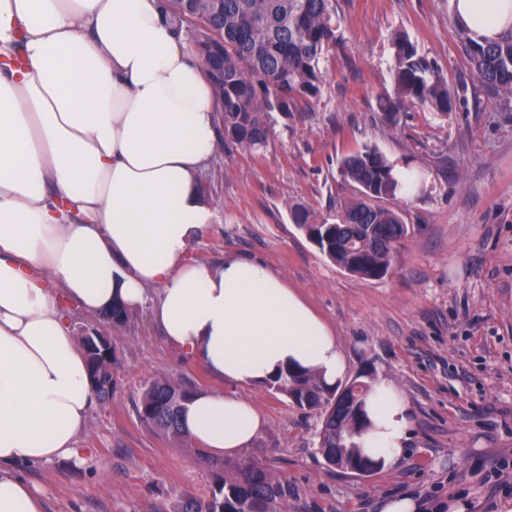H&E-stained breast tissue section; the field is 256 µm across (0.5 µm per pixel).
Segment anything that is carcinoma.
<instances>
[{
    "label": "carcinoma",
    "instance_id": "carcinoma-1",
    "mask_svg": "<svg viewBox=\"0 0 512 512\" xmlns=\"http://www.w3.org/2000/svg\"><path fill=\"white\" fill-rule=\"evenodd\" d=\"M178 30L211 61L213 86L224 146L258 151L272 135L274 114L294 117L299 104L319 94L320 61L336 44L333 0H162ZM462 44L480 82L490 91L512 95V29L479 41L459 28ZM393 93L383 99V119L393 124L407 108L452 111L466 92L450 90L447 78L418 55L406 36L395 34ZM341 175L356 184L337 223H311L295 213L298 227L337 266L360 278H381L392 265L399 241L407 235L400 213L384 205L401 196L395 165L376 147L366 146L341 161ZM114 354L100 362L102 378L93 392L112 401ZM272 388L300 409L317 410L321 428L317 451L329 463L337 458L368 463L354 443L365 426V396L370 384L360 374L330 386L316 375L286 370ZM194 394L191 388L158 379L136 403L146 424L168 436L184 438L179 417ZM288 482L268 469L245 462L239 475L217 481L211 495L187 500L177 512H280L288 501Z\"/></svg>",
    "mask_w": 512,
    "mask_h": 512
}]
</instances>
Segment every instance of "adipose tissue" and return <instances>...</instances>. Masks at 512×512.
Instances as JSON below:
<instances>
[{
    "label": "adipose tissue",
    "mask_w": 512,
    "mask_h": 512,
    "mask_svg": "<svg viewBox=\"0 0 512 512\" xmlns=\"http://www.w3.org/2000/svg\"><path fill=\"white\" fill-rule=\"evenodd\" d=\"M490 39L512 0H451ZM217 150L205 67L160 0H0V512H42L19 463L72 458L95 401L78 315L149 306L165 340L223 379L182 426L214 456L267 425L234 394L292 369L333 385L346 360L327 323L262 263L189 255L211 229L201 175ZM363 453L397 464L410 404L382 377Z\"/></svg>",
    "instance_id": "1"
}]
</instances>
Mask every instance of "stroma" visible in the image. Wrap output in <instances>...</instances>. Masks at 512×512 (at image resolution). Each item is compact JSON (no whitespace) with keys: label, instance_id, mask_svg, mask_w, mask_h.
<instances>
[{"label":"stroma","instance_id":"obj_1","mask_svg":"<svg viewBox=\"0 0 512 512\" xmlns=\"http://www.w3.org/2000/svg\"><path fill=\"white\" fill-rule=\"evenodd\" d=\"M338 41L320 61V93L294 119L277 118L265 150L217 151L202 186L217 212L191 258L255 259L278 273L335 332L347 378L392 379L409 399L406 458L367 477L328 466L316 450L318 412L270 387L238 389L267 426L239 455L191 454L142 422L135 403L156 378L193 390L223 381L166 342L148 309L111 330L121 367L112 400L95 403L76 455L18 466L42 512H174L207 499L246 461L286 479L288 512H382L409 495L418 512H498L512 499V101L476 81L450 0H334ZM409 36L449 87L466 85L448 115L411 108L395 124V33ZM376 146L421 176L395 205L409 228L388 273L362 279L326 258L298 228L336 218L356 193L342 157Z\"/></svg>","mask_w":512,"mask_h":512}]
</instances>
